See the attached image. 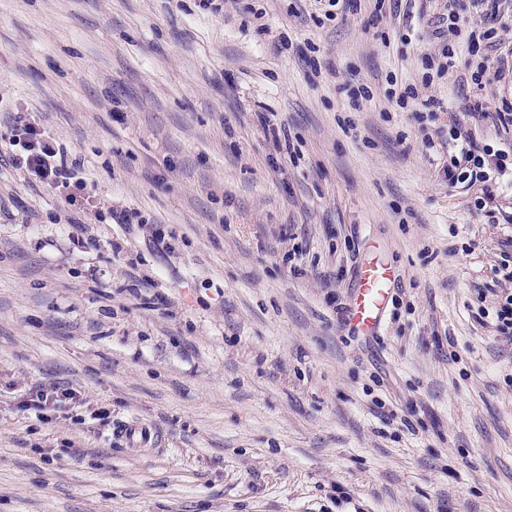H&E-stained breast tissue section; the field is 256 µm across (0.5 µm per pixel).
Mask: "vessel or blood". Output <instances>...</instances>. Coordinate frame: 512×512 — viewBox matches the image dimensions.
<instances>
[{"mask_svg": "<svg viewBox=\"0 0 512 512\" xmlns=\"http://www.w3.org/2000/svg\"><path fill=\"white\" fill-rule=\"evenodd\" d=\"M393 286V271L387 263L373 260L363 265L348 309L349 322L363 332H373L387 307ZM119 435L133 448L161 443L159 435L141 424H126Z\"/></svg>", "mask_w": 512, "mask_h": 512, "instance_id": "vessel-or-blood-1", "label": "vessel or blood"}]
</instances>
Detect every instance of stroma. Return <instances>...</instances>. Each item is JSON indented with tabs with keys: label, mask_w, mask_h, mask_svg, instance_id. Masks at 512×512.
Listing matches in <instances>:
<instances>
[{
	"label": "stroma",
	"mask_w": 512,
	"mask_h": 512,
	"mask_svg": "<svg viewBox=\"0 0 512 512\" xmlns=\"http://www.w3.org/2000/svg\"><path fill=\"white\" fill-rule=\"evenodd\" d=\"M424 2L404 45L374 0H0V138L20 114L84 163L71 206L0 161V512H512V178L444 172L449 124L506 141L512 75L462 82L463 48L425 84L439 15L489 22ZM55 384L86 405L24 410ZM394 286L391 267L373 260L360 268L353 297L348 309V320L365 333H371L385 312ZM495 327L500 333L512 337V292L498 296L494 311ZM117 433L133 448L143 447L148 445V443L153 446L162 443L159 435L151 431L149 427L141 424L127 423Z\"/></svg>",
	"instance_id": "stroma-1"
}]
</instances>
